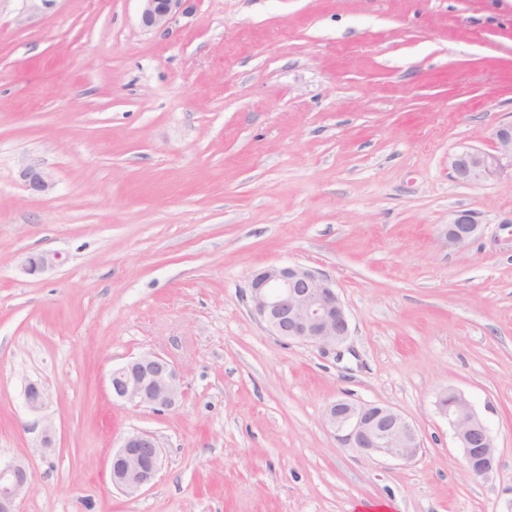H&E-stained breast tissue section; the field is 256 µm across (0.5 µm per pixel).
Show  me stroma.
Segmentation results:
<instances>
[{
  "mask_svg": "<svg viewBox=\"0 0 512 512\" xmlns=\"http://www.w3.org/2000/svg\"><path fill=\"white\" fill-rule=\"evenodd\" d=\"M510 120L512 0H187L164 31L139 0H0V460L30 471L21 512H503L512 174L462 185L448 159ZM460 209L480 232L453 245ZM32 253L53 265L26 273ZM289 263L335 282L340 354L252 316L253 272ZM146 352L180 373L171 409L112 398ZM448 389L491 430L492 481L436 411ZM337 399L399 410L417 456L341 445ZM134 431L163 466L129 496L109 461Z\"/></svg>",
  "mask_w": 512,
  "mask_h": 512,
  "instance_id": "stroma-1",
  "label": "stroma"
}]
</instances>
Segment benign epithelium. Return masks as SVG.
I'll return each mask as SVG.
<instances>
[{"instance_id":"obj_1","label":"benign epithelium","mask_w":512,"mask_h":512,"mask_svg":"<svg viewBox=\"0 0 512 512\" xmlns=\"http://www.w3.org/2000/svg\"><path fill=\"white\" fill-rule=\"evenodd\" d=\"M140 2L142 25L165 30L180 12L184 0ZM450 166L455 181L466 185L493 182L506 170H512V122L493 128L489 147L464 146L456 151ZM24 178L33 193H43L51 187L49 174L39 168H27ZM478 229L473 211H454L448 218V243L464 244ZM52 263L51 256L36 254L26 258L24 267L32 274ZM248 301L252 315L276 336L326 351L341 345L350 335V317L333 279L305 265L282 264L260 269L248 285ZM109 385L114 400L133 407L168 409L182 396L174 365L155 352L144 353L112 369ZM25 401L30 411L39 412L45 406V395L31 384ZM436 407L454 433L467 471L476 478L490 480L497 453L483 418L464 395L453 390L441 392ZM324 423L343 444L367 456L407 462L421 448L414 425L389 406L338 399L326 407ZM161 463V451L153 435L129 434L110 459L112 484L127 495H135L155 480ZM29 486V470L23 463H0V512H19L18 502Z\"/></svg>"}]
</instances>
